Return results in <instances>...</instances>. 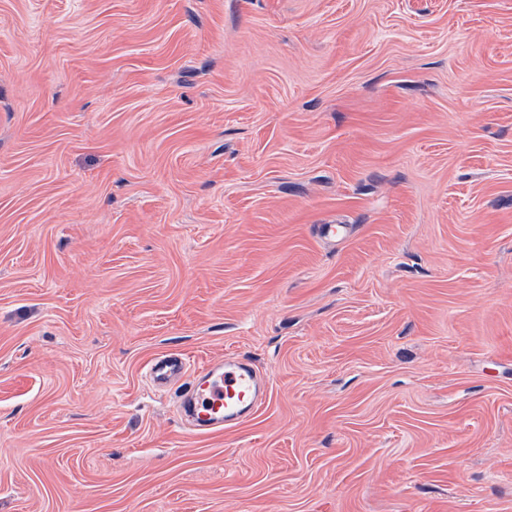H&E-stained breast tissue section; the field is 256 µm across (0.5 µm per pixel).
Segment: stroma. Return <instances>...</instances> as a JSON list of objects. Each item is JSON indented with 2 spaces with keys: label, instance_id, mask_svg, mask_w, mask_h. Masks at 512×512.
I'll list each match as a JSON object with an SVG mask.
<instances>
[{
  "label": "stroma",
  "instance_id": "1",
  "mask_svg": "<svg viewBox=\"0 0 512 512\" xmlns=\"http://www.w3.org/2000/svg\"><path fill=\"white\" fill-rule=\"evenodd\" d=\"M0 512H512V0H0ZM185 359L170 357L155 362L151 367V378L153 383L161 388H168L172 382L183 373ZM196 372L182 397L186 399L184 412L195 432L235 428L263 404L268 381L243 359L210 362Z\"/></svg>",
  "mask_w": 512,
  "mask_h": 512
}]
</instances>
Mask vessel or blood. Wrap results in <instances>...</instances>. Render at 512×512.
<instances>
[{
  "mask_svg": "<svg viewBox=\"0 0 512 512\" xmlns=\"http://www.w3.org/2000/svg\"><path fill=\"white\" fill-rule=\"evenodd\" d=\"M185 361L170 357L151 367L153 383L171 386L182 374ZM268 381L251 364L231 357L198 369L185 391L184 412L196 431L216 432L237 427L263 403Z\"/></svg>",
  "mask_w": 512,
  "mask_h": 512,
  "instance_id": "b4317fda",
  "label": "vessel or blood"
}]
</instances>
